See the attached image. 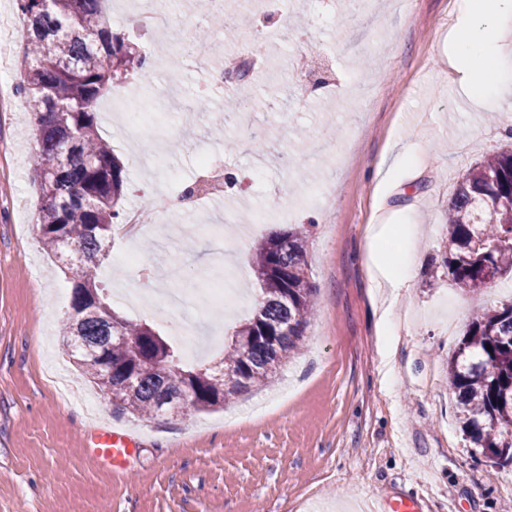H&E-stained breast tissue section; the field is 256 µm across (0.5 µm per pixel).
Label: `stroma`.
Instances as JSON below:
<instances>
[{
	"instance_id": "obj_1",
	"label": "stroma",
	"mask_w": 512,
	"mask_h": 512,
	"mask_svg": "<svg viewBox=\"0 0 512 512\" xmlns=\"http://www.w3.org/2000/svg\"><path fill=\"white\" fill-rule=\"evenodd\" d=\"M288 3L284 14L267 0H225L219 14L171 15L170 44L210 28L208 57L175 69L161 56L112 89L108 101L126 112L154 108L135 144L120 125L100 127L127 169V209H147L154 193L196 181L204 148L222 151L225 171L238 180L209 202L208 228L182 236L195 206H176L136 242L115 237L97 271L115 311L146 320L174 344L182 342L177 326L222 340L254 314L252 249L280 225L247 215L285 205L309 228L317 311L306 347L273 386L221 410L143 419L114 412L100 396L92 418L45 381L53 360L82 375L60 333L72 285L40 242L24 96L0 88V512H368L371 499L402 494L417 497L422 512L512 506V467H491L472 452L448 387L458 333L512 299V279L464 293L449 285L439 256L462 169L512 148V95L468 101L461 74L449 69L444 45L462 21V0H350L332 12L319 0ZM244 11L255 15L254 29L228 23ZM262 32L266 69L225 81L237 112L213 101L189 120L158 110L172 83L182 101H193L208 62L226 52L250 62ZM256 126L268 132L260 156L249 142ZM406 213L416 236L396 233L375 247L369 225H398ZM131 246L155 286L188 291L183 309L136 311L112 293L117 280L141 286L138 270L118 263ZM404 249L412 260L407 286L376 287L370 255L387 262ZM228 270L241 301L222 309L200 293L199 277ZM109 427L138 442L121 472L89 450Z\"/></svg>"
}]
</instances>
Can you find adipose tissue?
I'll return each instance as SVG.
<instances>
[{"mask_svg": "<svg viewBox=\"0 0 512 512\" xmlns=\"http://www.w3.org/2000/svg\"><path fill=\"white\" fill-rule=\"evenodd\" d=\"M512 15V0H466L461 27L448 35V66L465 73L474 98L512 90V69L499 60L498 22Z\"/></svg>", "mask_w": 512, "mask_h": 512, "instance_id": "1", "label": "adipose tissue"}]
</instances>
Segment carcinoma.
<instances>
[{"label": "carcinoma", "mask_w": 512, "mask_h": 512, "mask_svg": "<svg viewBox=\"0 0 512 512\" xmlns=\"http://www.w3.org/2000/svg\"><path fill=\"white\" fill-rule=\"evenodd\" d=\"M104 2L18 0L26 66L19 88L38 146L32 182L42 244L72 274V306L93 307L79 319L67 317L63 336L89 346L110 342L104 360L76 348L79 368L123 411L178 417L179 395L192 393L186 410L222 406L275 381L302 348L314 306L308 229L299 225L256 243L259 308L235 327L218 370L186 366L156 328L112 309L95 272L124 223L127 176L99 133L97 105L129 82L146 56L111 31ZM442 255L448 280L464 291L512 274V152L489 153L458 176ZM448 386L470 447L496 465L512 464V299L472 320L448 360Z\"/></svg>", "instance_id": "cac0c4a2"}]
</instances>
